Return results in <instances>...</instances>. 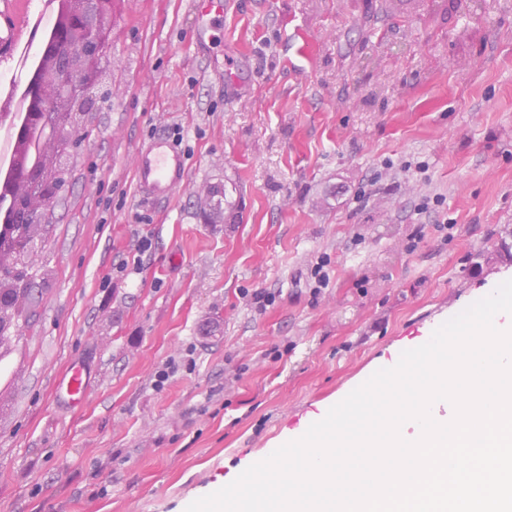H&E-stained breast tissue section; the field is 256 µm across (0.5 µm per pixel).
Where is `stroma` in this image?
<instances>
[{
    "mask_svg": "<svg viewBox=\"0 0 512 512\" xmlns=\"http://www.w3.org/2000/svg\"><path fill=\"white\" fill-rule=\"evenodd\" d=\"M193 2L118 6L0 358V512H185L512 279V0H230L200 41ZM176 131L185 185L140 198ZM135 180L141 197L170 198L187 180L184 152L168 135L152 136L138 147ZM88 374L81 364H72L70 370L63 376L59 385L60 390L66 389L67 397L63 398L71 406L82 405L88 391Z\"/></svg>",
    "mask_w": 512,
    "mask_h": 512,
    "instance_id": "1",
    "label": "stroma"
}]
</instances>
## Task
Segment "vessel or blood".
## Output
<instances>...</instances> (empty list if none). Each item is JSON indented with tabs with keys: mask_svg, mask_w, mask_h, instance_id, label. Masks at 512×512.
<instances>
[{
	"mask_svg": "<svg viewBox=\"0 0 512 512\" xmlns=\"http://www.w3.org/2000/svg\"><path fill=\"white\" fill-rule=\"evenodd\" d=\"M135 180L140 196L157 201L170 198L187 180L184 152L168 135L152 136L137 150ZM88 381L83 365H71L61 380L69 405H82L88 391Z\"/></svg>",
	"mask_w": 512,
	"mask_h": 512,
	"instance_id": "1",
	"label": "vessel or blood"
}]
</instances>
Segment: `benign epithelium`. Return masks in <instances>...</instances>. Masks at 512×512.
<instances>
[{
  "instance_id": "obj_1",
  "label": "benign epithelium",
  "mask_w": 512,
  "mask_h": 512,
  "mask_svg": "<svg viewBox=\"0 0 512 512\" xmlns=\"http://www.w3.org/2000/svg\"><path fill=\"white\" fill-rule=\"evenodd\" d=\"M118 0H68V17L57 40L40 48L45 61L42 76L30 89V112L42 145L51 149L42 166L20 159L25 184L20 190L17 221L27 240L47 223V208L61 188L64 161L76 143L83 118L98 109L106 93L105 60L111 48L112 23ZM13 19L0 13V53L7 50ZM21 245L0 238V266L18 265Z\"/></svg>"
}]
</instances>
